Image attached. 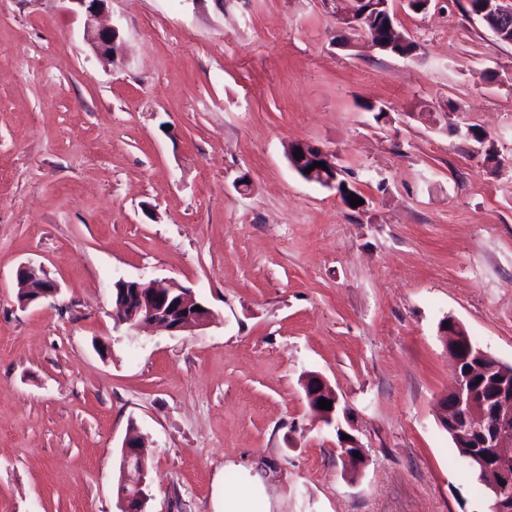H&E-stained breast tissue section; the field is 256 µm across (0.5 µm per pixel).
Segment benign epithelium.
Returning <instances> with one entry per match:
<instances>
[{
	"label": "benign epithelium",
	"mask_w": 512,
	"mask_h": 512,
	"mask_svg": "<svg viewBox=\"0 0 512 512\" xmlns=\"http://www.w3.org/2000/svg\"><path fill=\"white\" fill-rule=\"evenodd\" d=\"M73 4L84 16V39L94 55L101 61L111 63L122 53L123 42L118 25L102 22L107 0H65ZM365 0H350V6L336 15L343 27L358 26L363 17L356 15L357 6ZM496 11L498 25L491 28L496 36L502 35L506 27L512 28V0H489ZM300 157H294L296 151ZM292 167L305 173L306 163L324 162L326 168L315 167L306 173L312 181L317 173L324 174L321 182L328 188L337 187L336 179L325 176V170L335 171L334 155L316 145L296 142L288 149ZM21 294L39 287L37 295L20 301L24 307L57 294V283L49 278L44 268L33 262L23 264L16 273ZM116 294L112 319L115 325L129 329L154 326L170 333L191 331L209 325L213 312L200 305L190 291L166 281L148 283L139 280L121 279L114 285ZM201 309H196V306ZM448 326L439 327L446 349L451 354L454 367L465 361L474 362L472 374L500 371L497 381L481 386L469 387L459 377L455 387L438 404L440 425L460 436V458L468 468L479 467V480L487 494L493 498V512H512V372L502 368L495 358L480 347H474L470 338L458 322L446 318ZM310 408L315 416L328 426L336 427L343 457L351 464L360 461L353 455L358 444L353 439H342L346 434L336 421L340 405L335 391L317 373H309L303 379ZM332 402V408H319V400ZM122 454L126 464V476L118 491L120 512H146L150 499L147 494L148 470L145 464L143 437L129 431L122 443Z\"/></svg>",
	"instance_id": "obj_1"
}]
</instances>
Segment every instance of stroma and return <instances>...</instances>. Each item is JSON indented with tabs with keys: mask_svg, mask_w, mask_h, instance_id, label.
<instances>
[{
	"mask_svg": "<svg viewBox=\"0 0 512 512\" xmlns=\"http://www.w3.org/2000/svg\"><path fill=\"white\" fill-rule=\"evenodd\" d=\"M464 4L389 0L417 45L399 57L333 0H108L107 64L63 0H0V512H119L133 428L147 512H221L250 482L269 512H489L437 413L444 317L512 364V44ZM294 142L364 206L303 179ZM27 261L60 291L25 308ZM121 278L215 318L115 329ZM311 372L363 465L311 411ZM298 150L302 151L300 159H296V155L298 154H295V151ZM309 150L311 153H309ZM292 154H295V157ZM288 158L292 167L299 174L303 173L306 176V178L304 179L308 181L320 182V177L314 180V178H316V174L320 172L321 175L323 176L321 182L324 184L325 187L337 189L336 181L339 182L341 185H346L342 181L343 179H338V177L340 178L341 175H339L338 169L336 168V163L335 161H333L334 155L321 147L306 142H296L290 145L288 149ZM307 162L311 163V166L314 164V162H325V167H327V169L330 170L332 173H334L336 169V179L330 177L332 176L330 173H326L329 177L325 176L326 170H323V168L321 167H315L313 168L312 171H310L309 174H305L306 168H304V165ZM302 385L305 389L310 404V408L315 414V416L328 426L334 425L335 428L340 427L339 423L336 421L337 408L340 405V402L335 391L328 385L326 380L317 373H309L304 377ZM321 398H324L327 401H332L331 410L319 409V400ZM336 431L340 448H343L342 456L344 457V459L351 464H363V448H361V446L354 442L351 435L344 431L341 427L337 428ZM342 435H348L349 439L342 440ZM356 448H359V453L360 456H362L363 458V462L358 461L357 458L353 455V452H356L355 450L347 451V449Z\"/></svg>",
	"mask_w": 512,
	"mask_h": 512,
	"instance_id": "obj_1",
	"label": "stroma"
}]
</instances>
